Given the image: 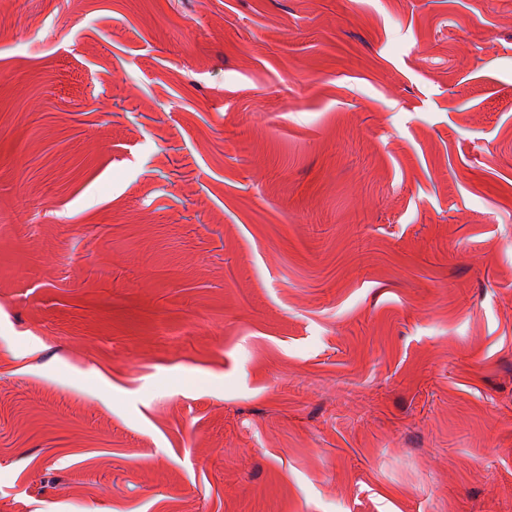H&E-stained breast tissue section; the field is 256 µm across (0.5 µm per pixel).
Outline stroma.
Wrapping results in <instances>:
<instances>
[{"mask_svg": "<svg viewBox=\"0 0 512 512\" xmlns=\"http://www.w3.org/2000/svg\"><path fill=\"white\" fill-rule=\"evenodd\" d=\"M0 512H512V0H0Z\"/></svg>", "mask_w": 512, "mask_h": 512, "instance_id": "obj_1", "label": "stroma"}]
</instances>
